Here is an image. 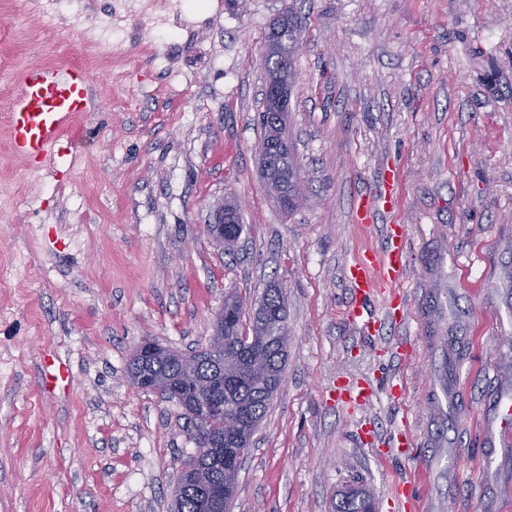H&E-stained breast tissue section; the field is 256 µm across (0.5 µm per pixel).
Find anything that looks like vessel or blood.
<instances>
[{"mask_svg":"<svg viewBox=\"0 0 512 512\" xmlns=\"http://www.w3.org/2000/svg\"><path fill=\"white\" fill-rule=\"evenodd\" d=\"M88 89L89 75L82 68L30 66L24 74L20 93L11 103L9 137L12 152L40 163L49 160L78 114L85 111L89 101ZM395 194L394 173H383L378 195L363 193L355 199V223L378 222L382 215L392 211ZM383 237L381 249L366 250L346 269V279L356 297L355 303L347 308V316L371 336L379 335L381 324L377 318L364 317L361 300L378 295L383 289L396 287L403 279L408 264L405 226L384 225ZM374 396V388L366 382L345 384L336 389L337 401L350 406H368ZM494 423L503 441L512 440L511 400H499Z\"/></svg>","mask_w":512,"mask_h":512,"instance_id":"vessel-or-blood-1","label":"vessel or blood"}]
</instances>
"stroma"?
I'll use <instances>...</instances> for the list:
<instances>
[{
  "label": "stroma",
  "instance_id": "35a3bbf8",
  "mask_svg": "<svg viewBox=\"0 0 512 512\" xmlns=\"http://www.w3.org/2000/svg\"><path fill=\"white\" fill-rule=\"evenodd\" d=\"M289 5L305 24L291 213L262 178L257 124L265 33ZM0 28L18 69L70 56L90 77L45 167L9 147L19 82L0 96V512H172L194 433L128 362L148 340L206 346L225 298L248 319L273 282L288 359L232 512H335L357 483L376 512L401 483L420 512H512V447L486 430L512 397V0H88L77 21L0 0ZM388 168L394 211L353 223ZM228 200L244 226L229 253L207 229ZM386 223L408 229L404 319L369 302L370 337L347 318L344 268ZM50 361L68 381L47 382ZM338 380L379 398L349 410ZM405 419L406 454L371 443ZM294 164L291 170L288 171V200L275 198L279 206L288 212L298 209L302 202V191H301V167L296 158V154L293 148ZM300 196V202L295 203V196Z\"/></svg>",
  "mask_w": 512,
  "mask_h": 512
}]
</instances>
